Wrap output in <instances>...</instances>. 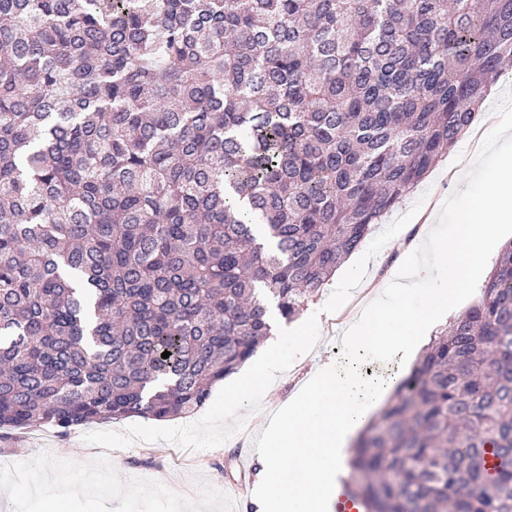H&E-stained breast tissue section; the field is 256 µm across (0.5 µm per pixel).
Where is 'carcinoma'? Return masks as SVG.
I'll return each instance as SVG.
<instances>
[{
    "label": "carcinoma",
    "instance_id": "obj_1",
    "mask_svg": "<svg viewBox=\"0 0 512 512\" xmlns=\"http://www.w3.org/2000/svg\"><path fill=\"white\" fill-rule=\"evenodd\" d=\"M509 63L512 0H0V428L200 410ZM348 467L363 512H512V243Z\"/></svg>",
    "mask_w": 512,
    "mask_h": 512
}]
</instances>
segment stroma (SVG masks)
<instances>
[{
    "mask_svg": "<svg viewBox=\"0 0 512 512\" xmlns=\"http://www.w3.org/2000/svg\"><path fill=\"white\" fill-rule=\"evenodd\" d=\"M455 153L443 155L391 211V218L405 214L420 199L441 206L462 187ZM426 216V210L417 211L404 230L383 246L379 263L368 264L366 279H391L395 265L405 258L408 236L419 234ZM361 297V290H354L331 316L320 315L314 349L272 382L260 408L249 413L245 434H234L219 447L193 451L160 441L108 450L85 444L79 429L67 433L46 425L0 429V467L19 477L28 489L27 496L18 498L11 486L0 483V512H43L45 504L58 500L71 502L75 512H247L249 492L259 473L240 472L238 447H252L271 414L297 396L320 361L339 357V332L350 326L351 310Z\"/></svg>",
    "mask_w": 512,
    "mask_h": 512,
    "instance_id": "obj_1",
    "label": "stroma"
}]
</instances>
